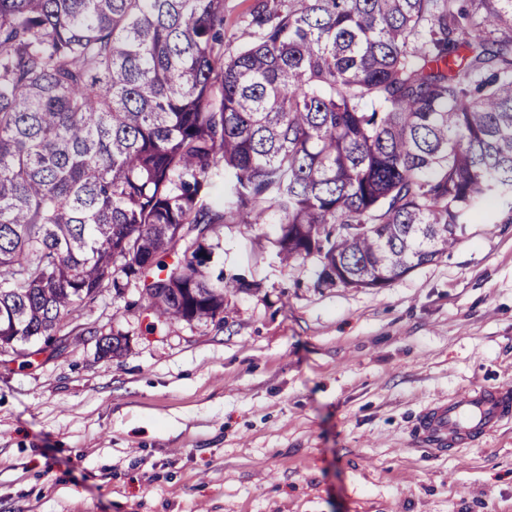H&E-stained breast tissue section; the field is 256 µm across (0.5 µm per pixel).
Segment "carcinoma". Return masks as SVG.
<instances>
[{
  "label": "carcinoma",
  "instance_id": "1",
  "mask_svg": "<svg viewBox=\"0 0 512 512\" xmlns=\"http://www.w3.org/2000/svg\"><path fill=\"white\" fill-rule=\"evenodd\" d=\"M233 39L224 0H0V354L119 353L71 321L106 288L216 318L226 224L383 288L512 223V0H253Z\"/></svg>",
  "mask_w": 512,
  "mask_h": 512
}]
</instances>
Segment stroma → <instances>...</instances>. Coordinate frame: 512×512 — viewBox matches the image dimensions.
<instances>
[{"mask_svg":"<svg viewBox=\"0 0 512 512\" xmlns=\"http://www.w3.org/2000/svg\"><path fill=\"white\" fill-rule=\"evenodd\" d=\"M274 224H228L216 269L254 282L219 320L150 331L104 290L70 340L0 361V512H512V421L438 455L429 405L512 383V223L382 288L282 264Z\"/></svg>","mask_w":512,"mask_h":512,"instance_id":"obj_1","label":"stroma"}]
</instances>
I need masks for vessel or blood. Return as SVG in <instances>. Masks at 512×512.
Returning <instances> with one entry per match:
<instances>
[{
    "label": "vessel or blood",
    "instance_id": "b4317fda",
    "mask_svg": "<svg viewBox=\"0 0 512 512\" xmlns=\"http://www.w3.org/2000/svg\"><path fill=\"white\" fill-rule=\"evenodd\" d=\"M512 418V385L466 390L446 403L426 408L416 425L420 444L435 453L467 445L486 435L496 423Z\"/></svg>",
    "mask_w": 512,
    "mask_h": 512
}]
</instances>
